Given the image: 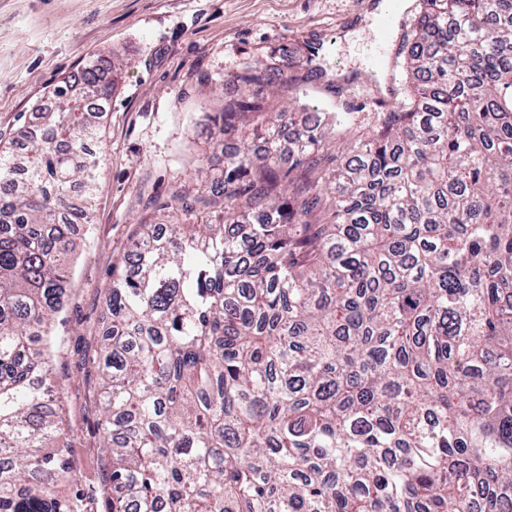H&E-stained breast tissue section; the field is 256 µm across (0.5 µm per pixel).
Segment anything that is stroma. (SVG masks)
<instances>
[{"label": "stroma", "instance_id": "1", "mask_svg": "<svg viewBox=\"0 0 512 512\" xmlns=\"http://www.w3.org/2000/svg\"><path fill=\"white\" fill-rule=\"evenodd\" d=\"M374 0H0V150L17 147L37 106L90 59L117 69L99 119L106 156L92 223L68 261L67 297L49 357L63 391L62 440L71 464L60 494L104 512L105 454L89 361L112 268L143 224H162L175 185L209 191L229 152L210 135L244 63L284 56L287 74L320 75L292 94L313 112H355L400 101L406 77L378 79L366 15Z\"/></svg>", "mask_w": 512, "mask_h": 512}]
</instances>
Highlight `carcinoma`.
<instances>
[{"instance_id": "1", "label": "carcinoma", "mask_w": 512, "mask_h": 512, "mask_svg": "<svg viewBox=\"0 0 512 512\" xmlns=\"http://www.w3.org/2000/svg\"><path fill=\"white\" fill-rule=\"evenodd\" d=\"M401 50L405 98L324 135L252 91L298 84L280 57L246 64L224 180L173 192L224 221L135 232L93 361L106 512H512V0H420ZM105 70L0 151V512L82 510L48 350Z\"/></svg>"}]
</instances>
